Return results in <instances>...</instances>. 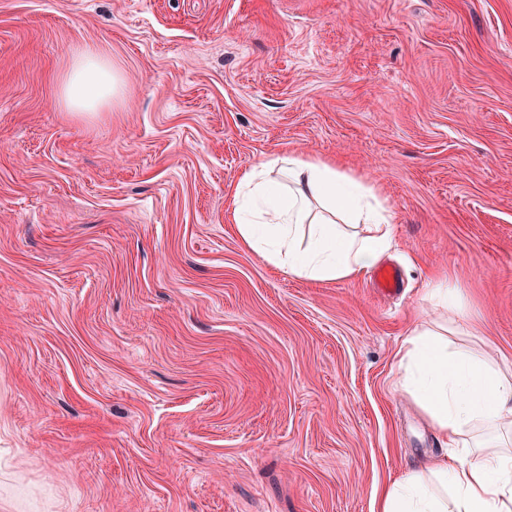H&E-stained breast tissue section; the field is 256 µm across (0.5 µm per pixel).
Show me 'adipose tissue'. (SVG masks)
Returning a JSON list of instances; mask_svg holds the SVG:
<instances>
[{"label": "adipose tissue", "mask_w": 512, "mask_h": 512, "mask_svg": "<svg viewBox=\"0 0 512 512\" xmlns=\"http://www.w3.org/2000/svg\"><path fill=\"white\" fill-rule=\"evenodd\" d=\"M120 91L109 62L86 46L60 96L69 111L90 112ZM276 170L289 185L273 179ZM231 207L244 245L299 279L354 278L393 243V216L375 186L330 161L271 156L243 173ZM404 357L416 400L449 453L391 481L376 512H512V378L483 351L449 350L431 328L411 339ZM478 427L496 432L497 450L475 440Z\"/></svg>", "instance_id": "1"}]
</instances>
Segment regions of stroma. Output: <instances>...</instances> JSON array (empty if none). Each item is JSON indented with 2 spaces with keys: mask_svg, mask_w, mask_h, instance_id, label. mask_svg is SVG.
Instances as JSON below:
<instances>
[{
  "mask_svg": "<svg viewBox=\"0 0 512 512\" xmlns=\"http://www.w3.org/2000/svg\"><path fill=\"white\" fill-rule=\"evenodd\" d=\"M84 45L121 94L68 112ZM285 150L376 185L377 266L243 245ZM447 319L512 363V0H0V512H373L446 454L399 351Z\"/></svg>",
  "mask_w": 512,
  "mask_h": 512,
  "instance_id": "1",
  "label": "stroma"
}]
</instances>
